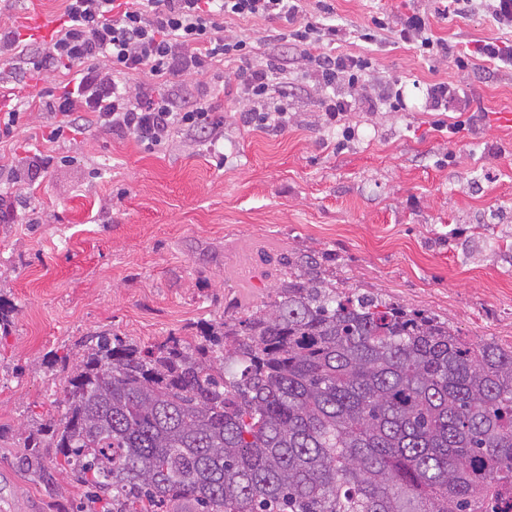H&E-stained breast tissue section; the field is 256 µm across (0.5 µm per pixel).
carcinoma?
<instances>
[{
  "label": "carcinoma",
  "mask_w": 512,
  "mask_h": 512,
  "mask_svg": "<svg viewBox=\"0 0 512 512\" xmlns=\"http://www.w3.org/2000/svg\"><path fill=\"white\" fill-rule=\"evenodd\" d=\"M272 300L194 345L99 331L48 455L101 512H512V349L343 295L313 256L267 255Z\"/></svg>",
  "instance_id": "obj_1"
}]
</instances>
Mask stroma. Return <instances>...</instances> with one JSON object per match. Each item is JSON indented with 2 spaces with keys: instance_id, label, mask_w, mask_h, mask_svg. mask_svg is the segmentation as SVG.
I'll use <instances>...</instances> for the list:
<instances>
[{
  "instance_id": "obj_1",
  "label": "stroma",
  "mask_w": 512,
  "mask_h": 512,
  "mask_svg": "<svg viewBox=\"0 0 512 512\" xmlns=\"http://www.w3.org/2000/svg\"><path fill=\"white\" fill-rule=\"evenodd\" d=\"M304 0L303 17L329 19L347 34L337 52H372L373 81L401 88L405 110L353 112L355 130L319 120L311 67L288 72L295 95L275 131L244 126L248 104L224 91L218 141L175 133L145 152L130 135L92 130L46 145L45 115L21 118L0 143V192L15 196L0 223V305L13 326L0 334V512H88L86 488L45 458L18 457L62 399L56 357L78 358L91 333L140 344L177 336L194 342L204 323L242 317L269 300L262 253L315 256L326 278L352 294L390 300L447 320L473 342L512 346V70L483 59L458 68L454 52L501 36L485 11H444L441 0ZM62 0H0V29L30 37V16L60 26ZM425 14L450 57L398 43L394 21ZM388 16L376 45L355 30ZM51 66L0 55V108L10 96L52 86ZM463 89L468 107L439 129L425 85ZM52 152L39 178L29 163Z\"/></svg>"
}]
</instances>
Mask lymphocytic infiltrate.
Returning a JSON list of instances; mask_svg holds the SVG:
<instances>
[{
	"label": "lymphocytic infiltrate",
	"mask_w": 512,
	"mask_h": 512,
	"mask_svg": "<svg viewBox=\"0 0 512 512\" xmlns=\"http://www.w3.org/2000/svg\"><path fill=\"white\" fill-rule=\"evenodd\" d=\"M302 0H65L64 19L51 41L38 49L21 45L13 32H0V53L42 62L67 71L66 82L40 91L37 107L50 120V142L65 133L93 129L133 135L147 152L165 148L173 134L217 137L224 122L216 116L201 88L187 89L179 79L204 74L215 64L242 61L236 73V95L250 108L245 124L260 129L282 126L288 117L289 61L269 58L247 65L254 52L250 41L226 33V16L281 21L272 45L315 47L335 41L340 29L320 22H299ZM398 41L431 57H444L448 45L432 38L426 16H408L396 31ZM315 80L323 95L322 119L345 127L347 113L375 111L388 105L399 111V92L382 85L367 92L373 59L367 55L323 52L313 59Z\"/></svg>",
	"instance_id": "obj_1"
}]
</instances>
